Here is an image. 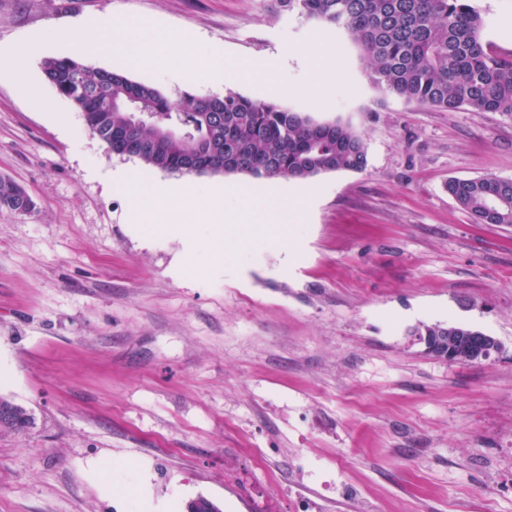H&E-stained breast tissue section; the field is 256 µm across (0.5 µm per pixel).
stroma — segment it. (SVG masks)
I'll return each mask as SVG.
<instances>
[{
	"mask_svg": "<svg viewBox=\"0 0 512 512\" xmlns=\"http://www.w3.org/2000/svg\"><path fill=\"white\" fill-rule=\"evenodd\" d=\"M484 41L512 53V0H474ZM187 28L223 45L227 85L186 87L126 51L99 68L170 99L233 90L350 123L360 172L311 180L196 177L225 206L266 197L223 265L181 277L180 237L137 235L109 152L81 112L62 128L0 80V176L32 213L0 209V397L33 420L0 434V512H512V226L474 223L451 178L512 179V112L385 95L345 31L278 0H0V43L89 17ZM336 76L310 94V46ZM278 62L273 81L254 73ZM463 323L494 337L475 363L428 355L414 332Z\"/></svg>",
	"mask_w": 512,
	"mask_h": 512,
	"instance_id": "stroma-1",
	"label": "stroma"
}]
</instances>
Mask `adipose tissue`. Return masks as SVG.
<instances>
[{"instance_id": "1", "label": "adipose tissue", "mask_w": 512, "mask_h": 512, "mask_svg": "<svg viewBox=\"0 0 512 512\" xmlns=\"http://www.w3.org/2000/svg\"><path fill=\"white\" fill-rule=\"evenodd\" d=\"M52 42L66 44L72 55L85 61L111 54L113 48L132 42L142 62L158 69L175 70L182 80L190 83L221 81L231 72L223 50L216 46H198L191 32L175 29L145 31L104 15L87 20L81 33L47 28L26 37L21 43L0 45V73L8 75L36 103L41 97L31 82L29 62ZM113 182L128 190L133 221L139 234L150 238L158 231L167 230L187 235L192 250L181 260L186 274L199 273L194 255L199 248L206 250L212 263L223 262L225 242L228 236L235 234L236 224L242 221L241 215L225 210L223 187L212 186L202 191L193 185L145 178L136 180L126 172L117 173ZM189 208L196 210L201 223L207 224L205 239H198L195 232L186 230L183 217Z\"/></svg>"}]
</instances>
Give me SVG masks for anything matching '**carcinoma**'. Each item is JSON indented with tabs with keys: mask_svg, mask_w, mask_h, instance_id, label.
Returning a JSON list of instances; mask_svg holds the SVG:
<instances>
[{
	"mask_svg": "<svg viewBox=\"0 0 512 512\" xmlns=\"http://www.w3.org/2000/svg\"><path fill=\"white\" fill-rule=\"evenodd\" d=\"M327 29L343 28L364 54L379 89L408 102L474 112H512V55L481 39L484 20L471 0H280ZM42 76L105 139L128 128L139 148L133 158L170 175H248L309 180L366 168L363 137L342 121L233 91L200 96L182 91L173 104L156 86L73 58L48 57ZM448 195L476 224L512 225V179L453 178ZM35 209L19 184L0 178V209ZM480 336L463 324H439L417 336ZM26 411L0 399V427L20 432ZM187 512H222L199 496Z\"/></svg>",
	"mask_w": 512,
	"mask_h": 512,
	"instance_id": "obj_1",
	"label": "carcinoma"
}]
</instances>
